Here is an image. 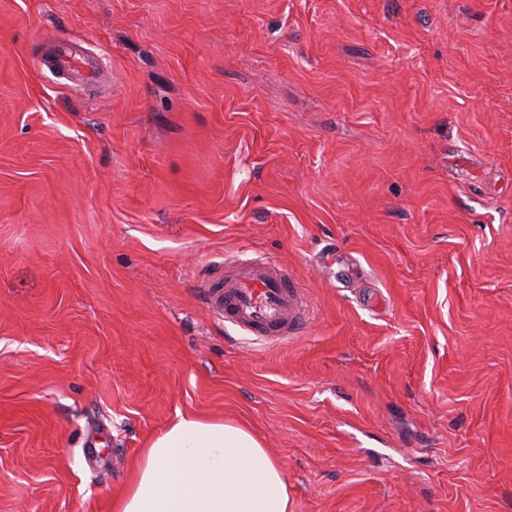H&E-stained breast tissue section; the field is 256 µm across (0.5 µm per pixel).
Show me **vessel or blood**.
<instances>
[{
	"label": "vessel or blood",
	"instance_id": "vessel-or-blood-1",
	"mask_svg": "<svg viewBox=\"0 0 512 512\" xmlns=\"http://www.w3.org/2000/svg\"><path fill=\"white\" fill-rule=\"evenodd\" d=\"M200 293L211 314L226 326L270 346L297 338L309 315L303 289L276 261L216 268Z\"/></svg>",
	"mask_w": 512,
	"mask_h": 512
}]
</instances>
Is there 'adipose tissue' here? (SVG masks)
<instances>
[{"mask_svg": "<svg viewBox=\"0 0 512 512\" xmlns=\"http://www.w3.org/2000/svg\"><path fill=\"white\" fill-rule=\"evenodd\" d=\"M279 462L241 426L182 416L145 448L116 512H288Z\"/></svg>", "mask_w": 512, "mask_h": 512, "instance_id": "adipose-tissue-1", "label": "adipose tissue"}]
</instances>
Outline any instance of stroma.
Returning <instances> with one entry per match:
<instances>
[{
    "mask_svg": "<svg viewBox=\"0 0 512 512\" xmlns=\"http://www.w3.org/2000/svg\"><path fill=\"white\" fill-rule=\"evenodd\" d=\"M259 256L297 340L201 299ZM182 415L291 512H512V0H0V512H114Z\"/></svg>",
    "mask_w": 512,
    "mask_h": 512,
    "instance_id": "1",
    "label": "stroma"
}]
</instances>
